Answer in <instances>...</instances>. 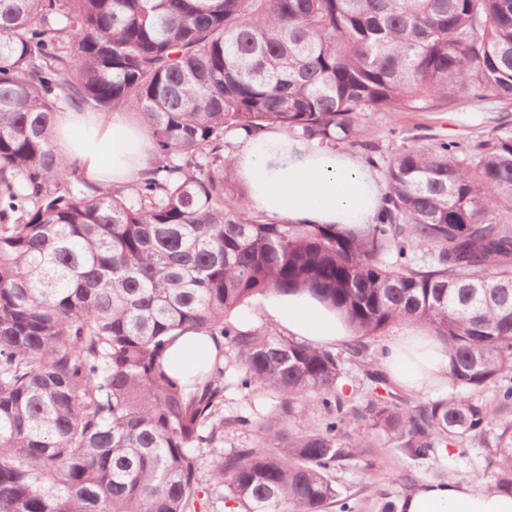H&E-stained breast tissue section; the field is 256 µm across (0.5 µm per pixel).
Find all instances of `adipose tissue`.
I'll return each mask as SVG.
<instances>
[{"label": "adipose tissue", "instance_id": "1", "mask_svg": "<svg viewBox=\"0 0 512 512\" xmlns=\"http://www.w3.org/2000/svg\"><path fill=\"white\" fill-rule=\"evenodd\" d=\"M60 152L93 180L130 183L152 156L151 138L133 113L56 112ZM231 158L248 190V206L274 221L291 224L373 223L386 188L370 165L332 146H320L285 132L239 136ZM266 318L315 347L343 345L355 333L345 317L306 293L274 299ZM211 339L188 333L170 349L176 374H187L211 357ZM381 365L401 388L426 392L448 379V352L424 332L407 329L385 345ZM398 512H512V493L485 492L476 482H434L403 498Z\"/></svg>", "mask_w": 512, "mask_h": 512}]
</instances>
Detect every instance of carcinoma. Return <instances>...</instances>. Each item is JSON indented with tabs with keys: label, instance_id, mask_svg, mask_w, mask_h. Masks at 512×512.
<instances>
[{
	"label": "carcinoma",
	"instance_id": "cac0c4a2",
	"mask_svg": "<svg viewBox=\"0 0 512 512\" xmlns=\"http://www.w3.org/2000/svg\"><path fill=\"white\" fill-rule=\"evenodd\" d=\"M489 94L512 100V0H0V512H351L331 471L355 425L416 459L491 446L512 490V423L481 398L512 402V135L402 149L364 227L248 211L225 153ZM62 102L137 114L152 166L75 187ZM299 292L346 316V352L231 321ZM402 322L448 347V395L355 402L345 362L383 383L366 340ZM187 332L216 354L185 381L165 354ZM230 388L273 414L224 416ZM237 430L252 446L224 451Z\"/></svg>",
	"mask_w": 512,
	"mask_h": 512
}]
</instances>
